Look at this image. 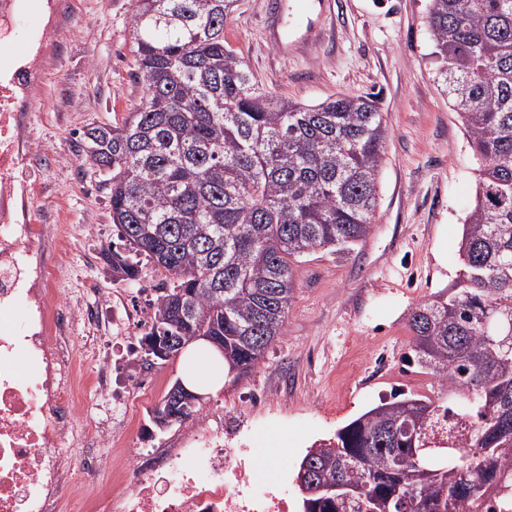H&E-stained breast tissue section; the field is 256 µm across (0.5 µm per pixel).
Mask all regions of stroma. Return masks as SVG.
<instances>
[{
	"label": "stroma",
	"mask_w": 512,
	"mask_h": 512,
	"mask_svg": "<svg viewBox=\"0 0 512 512\" xmlns=\"http://www.w3.org/2000/svg\"><path fill=\"white\" fill-rule=\"evenodd\" d=\"M267 0H241L224 39L254 81L275 98L315 104L338 95L379 96L389 129L379 175L376 220L350 251L322 249L296 266L286 332L238 382L201 398L190 424L240 430L256 451L259 476L279 467L296 475L307 449L333 435L398 388L432 393L410 353L408 313L447 288L461 268L463 224L475 197L477 164L440 77L428 24L429 0H334L333 28L318 47L281 56L262 31ZM78 19L49 64L29 136L44 160L29 176L42 189L46 223L64 220L75 244L60 294L99 283L90 304H114L100 253L120 246L104 173L90 166L81 136L122 124L143 86L130 39L132 0H71ZM160 382L140 402L144 439L162 445L181 429L158 430L151 410L178 378V362L149 367ZM262 404H254L255 395Z\"/></svg>",
	"instance_id": "1"
}]
</instances>
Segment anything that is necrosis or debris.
Segmentation results:
<instances>
[{
	"instance_id": "necrosis-or-debris-1",
	"label": "necrosis or debris",
	"mask_w": 512,
	"mask_h": 512,
	"mask_svg": "<svg viewBox=\"0 0 512 512\" xmlns=\"http://www.w3.org/2000/svg\"><path fill=\"white\" fill-rule=\"evenodd\" d=\"M34 10L40 21L27 25ZM71 19L70 0H0V512H293L287 472L258 477L251 449L220 430H184L131 471L95 452L141 429L137 392L148 381L129 363L156 301L123 294L106 314L56 289L69 240L62 225L40 223V190L24 175L40 155L27 139L36 92ZM19 39L28 44L20 58L9 52ZM114 324L123 337L109 344ZM79 326L95 361L88 373ZM90 393L97 413L83 422ZM70 448L82 449L80 462ZM107 469L108 485L98 479Z\"/></svg>"
}]
</instances>
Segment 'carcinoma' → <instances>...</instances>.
I'll use <instances>...</instances> for the list:
<instances>
[{
	"mask_svg": "<svg viewBox=\"0 0 512 512\" xmlns=\"http://www.w3.org/2000/svg\"><path fill=\"white\" fill-rule=\"evenodd\" d=\"M239 2L134 0L144 94L83 133L127 251L172 274L154 320L176 344L217 337L234 382L285 335L299 259L370 233L389 137L376 94L262 91L224 43ZM428 19L478 165L462 269L408 314V363L437 391L396 390L309 448L300 465L326 490L302 512H512V0H430ZM109 254L113 276L140 279Z\"/></svg>",
	"mask_w": 512,
	"mask_h": 512,
	"instance_id": "1",
	"label": "carcinoma"
}]
</instances>
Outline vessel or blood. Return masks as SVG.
<instances>
[{"label":"vessel or blood","instance_id":"b4317fda","mask_svg":"<svg viewBox=\"0 0 512 512\" xmlns=\"http://www.w3.org/2000/svg\"><path fill=\"white\" fill-rule=\"evenodd\" d=\"M265 38L279 54L319 40L332 16L331 0H307L301 17H294L287 0H269Z\"/></svg>","mask_w":512,"mask_h":512}]
</instances>
